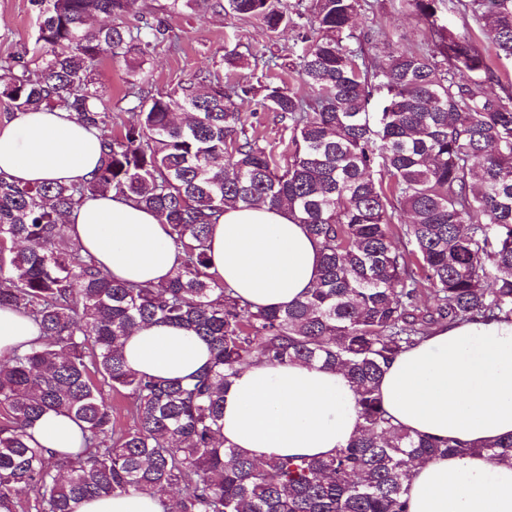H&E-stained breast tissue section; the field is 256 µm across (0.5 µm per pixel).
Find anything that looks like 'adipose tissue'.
<instances>
[{
	"label": "adipose tissue",
	"mask_w": 512,
	"mask_h": 512,
	"mask_svg": "<svg viewBox=\"0 0 512 512\" xmlns=\"http://www.w3.org/2000/svg\"><path fill=\"white\" fill-rule=\"evenodd\" d=\"M101 145V132L71 112H19L0 125V175L22 184L82 183L99 167ZM63 222L83 253L118 280L155 283L178 265L167 225L131 198L86 196ZM208 253L212 272L257 307L293 303L315 286L319 245L284 205L225 208ZM39 335L30 318L0 309V359L29 349ZM124 355L136 372L183 382L211 358L205 341L160 323L134 328ZM377 390L394 423L412 435L467 447L416 464L408 512H512V462L480 450L512 435V322L440 325L390 363ZM360 431L355 386L316 364L255 362L224 395V442L256 460L321 458ZM31 433L56 455L78 453L83 444L79 423L63 415L43 417ZM75 512L164 507L159 495L141 493L83 501Z\"/></svg>",
	"instance_id": "ef3b65f1"
}]
</instances>
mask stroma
<instances>
[{
	"label": "stroma",
	"instance_id": "obj_1",
	"mask_svg": "<svg viewBox=\"0 0 512 512\" xmlns=\"http://www.w3.org/2000/svg\"><path fill=\"white\" fill-rule=\"evenodd\" d=\"M37 15L33 0H0V62L31 44ZM168 27V39L151 51L143 65L149 73L146 91L164 92L209 70L253 87L254 92L245 98L242 109L259 146L271 153L279 166H286L293 129L288 121L260 105L256 90L275 79L299 88L296 50L302 40L312 37L310 27H289L270 34L254 17L188 8L169 17ZM355 33L363 39L366 52L380 60L398 48L415 51L434 43L430 25L407 0H365ZM261 56L273 58L275 69L256 66L254 60ZM130 80V68L121 60L104 61L95 74L96 86L112 117L109 129L133 119L123 99Z\"/></svg>",
	"mask_w": 512,
	"mask_h": 512
}]
</instances>
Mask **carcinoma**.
<instances>
[{"instance_id": "obj_1", "label": "carcinoma", "mask_w": 512, "mask_h": 512, "mask_svg": "<svg viewBox=\"0 0 512 512\" xmlns=\"http://www.w3.org/2000/svg\"><path fill=\"white\" fill-rule=\"evenodd\" d=\"M434 28L429 52L370 59L355 40L360 0H313L315 38L298 55L308 94L270 81L263 107L291 122L278 168L247 129L252 88L207 72L149 94L138 70L166 39L156 16L136 30L95 24L137 13L138 0H35L32 47L0 65L15 112L61 107L107 125L93 75L128 60L136 120L103 136L85 184L22 185L0 176V307L40 338L0 360V512H74L84 499L158 492L165 512H407L414 462L466 451L393 422L377 384L402 352L441 324L512 321V95L485 92L493 60L512 61V0H407ZM482 22L494 56L443 23L448 5ZM269 33L295 24L281 0H215ZM383 171L386 178L376 179ZM156 211L180 255L157 284L112 278L72 241L63 216L88 193ZM288 205L320 245L302 300L252 310L209 272L207 241L226 206ZM410 215L394 224L396 212ZM428 290L435 308L422 312ZM182 326L210 347L192 384L133 371L136 325ZM257 360L317 363L357 387L361 433L326 458L257 461L224 446V391ZM131 399L116 427L106 395ZM49 414L81 423L85 450L61 458L29 432ZM512 459V436L487 446Z\"/></svg>"}]
</instances>
